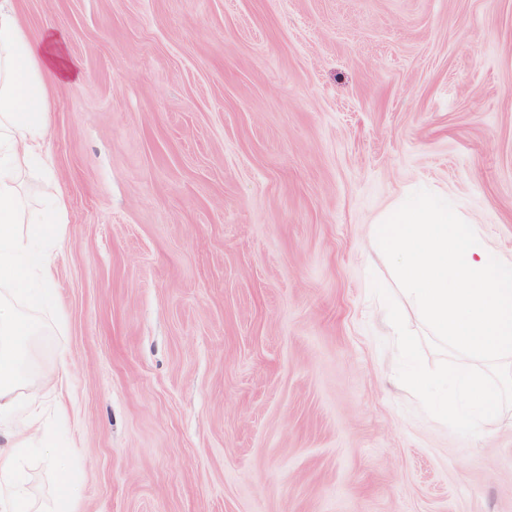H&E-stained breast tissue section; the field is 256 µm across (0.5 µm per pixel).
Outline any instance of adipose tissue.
<instances>
[{
  "label": "adipose tissue",
  "mask_w": 512,
  "mask_h": 512,
  "mask_svg": "<svg viewBox=\"0 0 512 512\" xmlns=\"http://www.w3.org/2000/svg\"><path fill=\"white\" fill-rule=\"evenodd\" d=\"M78 75L79 64L68 55L59 33L50 29L32 41L13 0H0V512H41L21 466L32 440L46 445V463L56 471L59 484L69 489L74 483L64 465L65 449L53 446L35 418L19 416L26 343L40 327L14 301L46 303L53 286L54 249L66 201L58 195L33 206L22 183L33 171L52 179L44 150L49 81Z\"/></svg>",
  "instance_id": "adipose-tissue-1"
}]
</instances>
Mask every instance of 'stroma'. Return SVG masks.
Here are the masks:
<instances>
[{
  "mask_svg": "<svg viewBox=\"0 0 512 512\" xmlns=\"http://www.w3.org/2000/svg\"><path fill=\"white\" fill-rule=\"evenodd\" d=\"M66 200L34 372L76 512H512V415L397 378L381 216L425 188L512 260V0H15Z\"/></svg>",
  "mask_w": 512,
  "mask_h": 512,
  "instance_id": "1",
  "label": "stroma"
}]
</instances>
